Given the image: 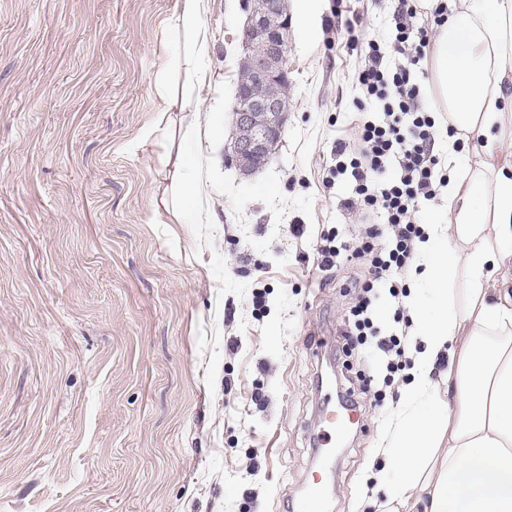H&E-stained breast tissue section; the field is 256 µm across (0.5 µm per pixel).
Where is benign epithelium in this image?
I'll list each match as a JSON object with an SVG mask.
<instances>
[{
	"label": "benign epithelium",
	"instance_id": "obj_1",
	"mask_svg": "<svg viewBox=\"0 0 512 512\" xmlns=\"http://www.w3.org/2000/svg\"><path fill=\"white\" fill-rule=\"evenodd\" d=\"M247 17L242 44L254 83L263 88L253 96L242 86L236 90L233 112L234 134L228 145L231 161L246 175L262 169L271 158V147L281 141L288 106L279 93L289 80L288 41L292 17L287 0H243Z\"/></svg>",
	"mask_w": 512,
	"mask_h": 512
}]
</instances>
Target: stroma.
Here are the masks:
<instances>
[{
  "mask_svg": "<svg viewBox=\"0 0 512 512\" xmlns=\"http://www.w3.org/2000/svg\"><path fill=\"white\" fill-rule=\"evenodd\" d=\"M288 4V124L246 176L241 0H208L201 84L179 0H0V512H286L318 478L331 512H371L395 403L325 422L362 368L336 339L364 267L315 252L361 229L333 174L358 61L335 0ZM188 90L189 136L162 100ZM180 152L198 221L149 223Z\"/></svg>",
  "mask_w": 512,
  "mask_h": 512,
  "instance_id": "1",
  "label": "stroma"
}]
</instances>
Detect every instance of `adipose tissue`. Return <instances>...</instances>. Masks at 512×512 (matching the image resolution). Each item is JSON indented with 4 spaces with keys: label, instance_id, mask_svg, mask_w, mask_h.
Here are the masks:
<instances>
[{
    "label": "adipose tissue",
    "instance_id": "obj_1",
    "mask_svg": "<svg viewBox=\"0 0 512 512\" xmlns=\"http://www.w3.org/2000/svg\"><path fill=\"white\" fill-rule=\"evenodd\" d=\"M206 9L179 0L183 62L195 75L210 52ZM431 57L436 110L500 150L467 187L449 186L452 223L429 224L416 244L412 380L380 441L391 479L377 512H512V97L500 90L512 74V0H450Z\"/></svg>",
    "mask_w": 512,
    "mask_h": 512
}]
</instances>
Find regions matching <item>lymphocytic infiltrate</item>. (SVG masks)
<instances>
[{
	"instance_id": "lymphocytic-infiltrate-1",
	"label": "lymphocytic infiltrate",
	"mask_w": 512,
	"mask_h": 512,
	"mask_svg": "<svg viewBox=\"0 0 512 512\" xmlns=\"http://www.w3.org/2000/svg\"><path fill=\"white\" fill-rule=\"evenodd\" d=\"M419 13V0H397L391 41L396 60L391 64L377 40L364 38L361 16L346 20L343 28L348 48L360 59L353 80L364 98L356 109L364 111L370 100L378 103L383 117L361 125L359 149L343 141L336 144L337 171L350 173L354 181L353 193L342 206L365 226L352 256L368 266L363 280L354 285L356 302L339 342L342 353L360 348L386 359L392 374L407 366L405 348L399 335H384L375 327L373 305L383 288L392 298L407 296L400 274L410 265L416 241L424 237L419 202L435 198L438 188L448 184L434 153L436 117L423 107L417 82L420 64L447 21L448 9L438 5L423 26L416 23Z\"/></svg>"
}]
</instances>
